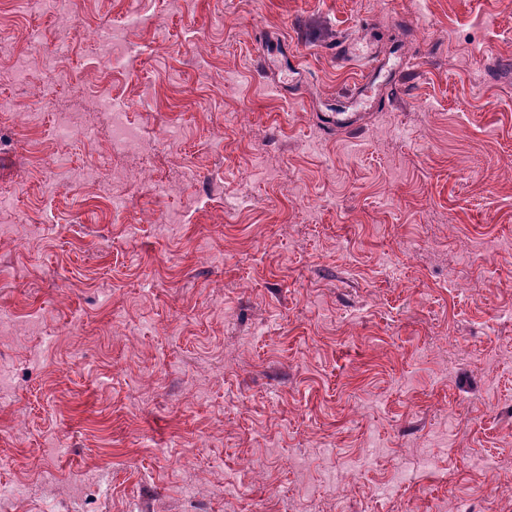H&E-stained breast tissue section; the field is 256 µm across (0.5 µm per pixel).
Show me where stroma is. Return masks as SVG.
<instances>
[{
  "mask_svg": "<svg viewBox=\"0 0 512 512\" xmlns=\"http://www.w3.org/2000/svg\"><path fill=\"white\" fill-rule=\"evenodd\" d=\"M70 11L0 0V41L69 43L58 98L97 129L106 89L147 140L184 139L158 193L136 156L38 157L39 130L0 121V225L33 237L0 238V308L41 318L0 339V484L27 485L0 512H512V0H153L133 65L102 75L73 27L123 29L127 0ZM342 43L400 65L367 105ZM44 159L124 168L132 212L187 221L127 236L90 185L44 199Z\"/></svg>",
  "mask_w": 512,
  "mask_h": 512,
  "instance_id": "obj_1",
  "label": "stroma"
}]
</instances>
